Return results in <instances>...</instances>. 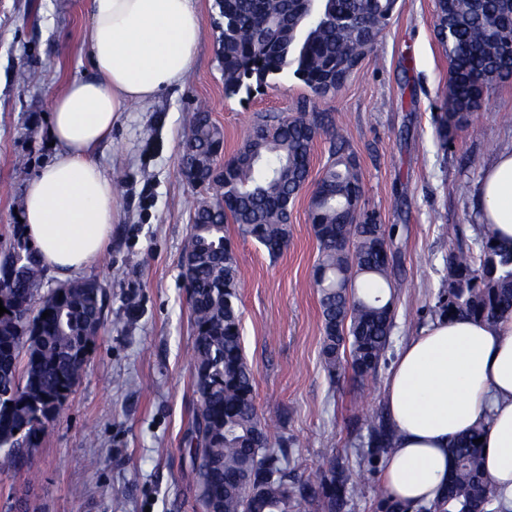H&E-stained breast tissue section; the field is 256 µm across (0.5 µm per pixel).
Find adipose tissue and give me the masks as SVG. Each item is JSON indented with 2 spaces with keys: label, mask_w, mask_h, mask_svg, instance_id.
Instances as JSON below:
<instances>
[{
  "label": "adipose tissue",
  "mask_w": 512,
  "mask_h": 512,
  "mask_svg": "<svg viewBox=\"0 0 512 512\" xmlns=\"http://www.w3.org/2000/svg\"><path fill=\"white\" fill-rule=\"evenodd\" d=\"M86 44L93 73L70 81L53 102L54 154L24 192L25 235L41 265L67 279L97 258L117 219L114 187L94 156L122 112L149 104L189 73L201 40L195 0H91ZM479 223L512 249V147L477 184ZM396 434L381 473L386 492L411 506L442 492L448 450L483 430L486 473L512 502V316L494 323L439 320L397 352L385 391Z\"/></svg>",
  "instance_id": "1"
}]
</instances>
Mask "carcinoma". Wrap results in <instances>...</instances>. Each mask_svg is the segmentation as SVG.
<instances>
[{"instance_id": "cac0c4a2", "label": "carcinoma", "mask_w": 512, "mask_h": 512, "mask_svg": "<svg viewBox=\"0 0 512 512\" xmlns=\"http://www.w3.org/2000/svg\"><path fill=\"white\" fill-rule=\"evenodd\" d=\"M397 3L218 0L224 95L249 97L287 71L318 96L338 91L373 52ZM435 29L448 59L444 112L436 125L446 149L490 91L512 79V0H436ZM331 126V117L319 112L259 124L213 178L209 171L224 153V135L202 108L188 118L182 170L214 191L213 199L193 203L186 246L190 360L199 399L187 443L202 512H345L351 501L344 468H332L317 484H300L284 466L288 443L270 447L254 402L255 373L242 348L239 259L225 232L235 224L269 256H280L288 246V203L308 182L317 136ZM343 151L336 146L310 198L319 246L314 282L325 370L334 376L348 367L364 379L376 373L390 346L394 312L384 288L397 279L390 250L395 228L361 211L358 166ZM15 237L17 258L0 264V302L7 309L0 316V450L19 460V438L33 442L60 412L104 319L103 292L92 280L60 285L50 298L35 301L45 269L21 229ZM494 240L486 227L477 248H452L439 317L494 323L512 315V251ZM359 281L378 290L360 292ZM364 425L361 456L389 454L395 432L385 414L366 416ZM482 436V429L471 428L457 437L448 485L429 512H487L498 499L485 473L484 447L473 443ZM376 509L407 512L408 506L381 491Z\"/></svg>"}]
</instances>
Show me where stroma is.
I'll return each mask as SVG.
<instances>
[{"mask_svg":"<svg viewBox=\"0 0 512 512\" xmlns=\"http://www.w3.org/2000/svg\"><path fill=\"white\" fill-rule=\"evenodd\" d=\"M202 41L181 86L122 113L97 152L119 182L118 218L103 252L82 272L105 294V328L60 414L35 442L29 463L0 451V512H197L195 471L185 443L198 406L187 355L192 328L183 279L188 205L206 196L182 172L187 117L204 107L224 131V152L242 145L257 118L330 114L335 130L314 144L311 180L335 137L358 164L362 205L395 225L399 268L391 345L377 376L329 377L321 360L319 299L313 283L318 242L309 191L290 207L288 247L270 258L236 225L226 232L240 263L242 336L255 372V404L272 444L288 441L289 472L318 480L332 462L349 469L348 512H375L381 461L358 453L364 413L383 411L399 345L435 320L457 240L473 243L475 186L498 151L512 146V82L440 151L448 61L434 29L435 0H403L374 51L335 94L314 95L292 74L252 96L224 95L216 0H197ZM91 0H0V258L15 244L27 182L52 154L53 98L92 73L85 43ZM467 183L458 193V183ZM123 385H114V378Z\"/></svg>","mask_w":512,"mask_h":512,"instance_id":"stroma-1","label":"stroma"}]
</instances>
